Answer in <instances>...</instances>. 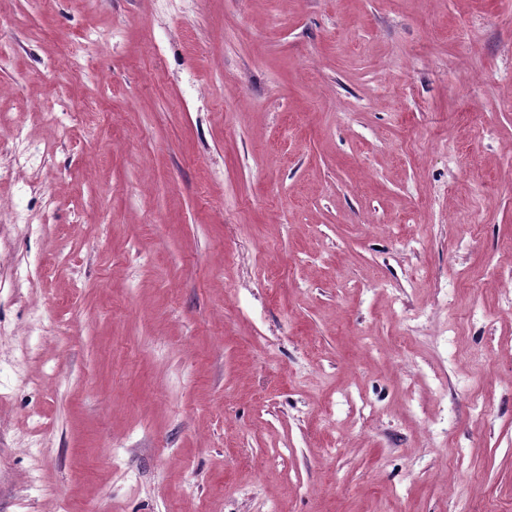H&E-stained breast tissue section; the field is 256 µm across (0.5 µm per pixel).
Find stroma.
Here are the masks:
<instances>
[{
    "label": "stroma",
    "mask_w": 512,
    "mask_h": 512,
    "mask_svg": "<svg viewBox=\"0 0 512 512\" xmlns=\"http://www.w3.org/2000/svg\"><path fill=\"white\" fill-rule=\"evenodd\" d=\"M0 127V512H512V0H0Z\"/></svg>",
    "instance_id": "35a3bbf8"
}]
</instances>
